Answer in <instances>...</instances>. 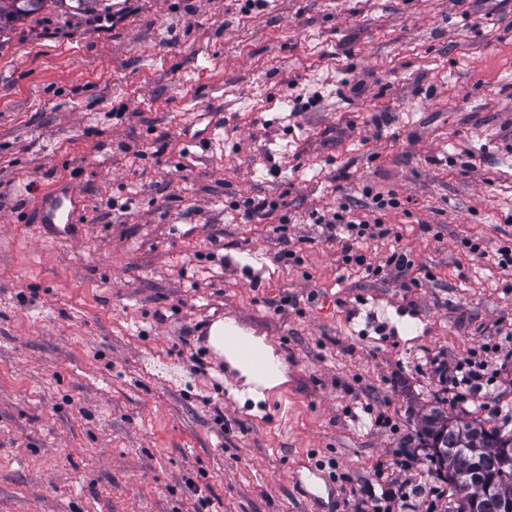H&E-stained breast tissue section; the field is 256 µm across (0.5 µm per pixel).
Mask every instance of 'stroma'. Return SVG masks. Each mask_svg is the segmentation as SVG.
<instances>
[{
	"mask_svg": "<svg viewBox=\"0 0 512 512\" xmlns=\"http://www.w3.org/2000/svg\"><path fill=\"white\" fill-rule=\"evenodd\" d=\"M368 189L401 205L360 246L405 272L309 219ZM504 246L512 0H54L0 30V512H310L307 463L333 512L403 468L452 512L421 419L512 430ZM232 313L283 360L257 401L208 349ZM489 342L488 397L450 389ZM87 211L86 201L68 189L60 190L48 199L39 212V224H52L55 238L68 241L73 238L71 230L78 226ZM285 203H279L277 200H269L268 198L255 199L253 197L245 198L242 202L236 201L234 207L240 211L242 217L247 220L258 219L266 213L284 207Z\"/></svg>",
	"mask_w": 512,
	"mask_h": 512,
	"instance_id": "obj_1",
	"label": "stroma"
}]
</instances>
